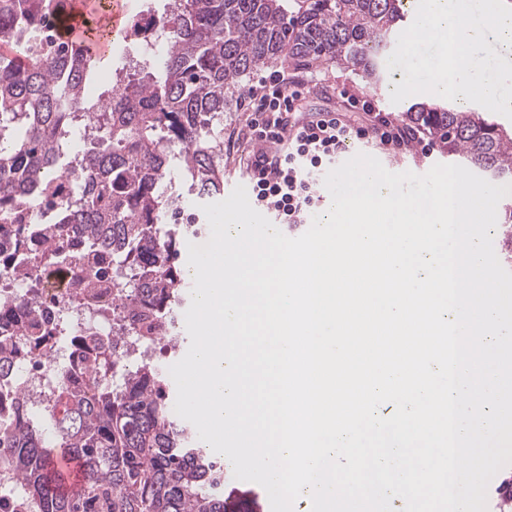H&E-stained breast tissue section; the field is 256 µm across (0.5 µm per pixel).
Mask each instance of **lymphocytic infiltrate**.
Returning a JSON list of instances; mask_svg holds the SVG:
<instances>
[{"label": "lymphocytic infiltrate", "mask_w": 512, "mask_h": 512, "mask_svg": "<svg viewBox=\"0 0 512 512\" xmlns=\"http://www.w3.org/2000/svg\"><path fill=\"white\" fill-rule=\"evenodd\" d=\"M305 87L303 81L290 82L273 73L249 89L244 99L246 125L258 149L237 159L250 179L254 206L291 227L317 210V174L336 165L347 143H371L395 152L421 141L417 132L380 112L373 99L345 87L338 92L344 111H325L319 119L298 124ZM352 112L365 114V121L351 122Z\"/></svg>", "instance_id": "f902f5d3"}]
</instances>
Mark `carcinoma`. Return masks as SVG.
Listing matches in <instances>:
<instances>
[{"mask_svg": "<svg viewBox=\"0 0 512 512\" xmlns=\"http://www.w3.org/2000/svg\"><path fill=\"white\" fill-rule=\"evenodd\" d=\"M70 0H0V278L25 264L76 265L84 285L108 271L84 263L108 250L119 304L137 306L150 334L171 312L178 281L175 239L162 225L185 192L224 191V104L229 90L268 66L351 67L369 85L378 56L406 14L404 0H173L161 19L167 44L132 47L133 60L96 102L83 88L95 58L62 38ZM98 13L83 16L93 41H109ZM407 124L472 169L512 179V139L475 110L418 102ZM81 158L71 179L58 172ZM3 334L19 308L0 301V472L22 480L24 498H0V512H225L211 491L213 454L173 416L168 391L144 365L117 381L124 345L91 339L61 368L49 398L30 406L13 380L18 364L73 340L69 323L34 319ZM63 450L87 480L73 495L48 475Z\"/></svg>", "mask_w": 512, "mask_h": 512, "instance_id": "1", "label": "carcinoma"}]
</instances>
